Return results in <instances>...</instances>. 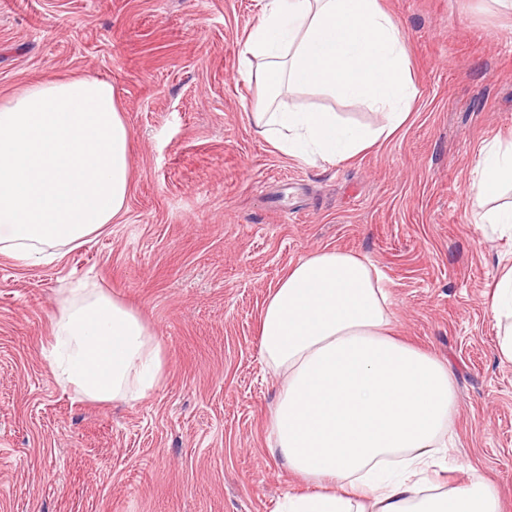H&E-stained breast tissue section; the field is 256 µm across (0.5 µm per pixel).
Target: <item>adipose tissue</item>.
I'll return each mask as SVG.
<instances>
[{
	"instance_id": "1",
	"label": "adipose tissue",
	"mask_w": 512,
	"mask_h": 512,
	"mask_svg": "<svg viewBox=\"0 0 512 512\" xmlns=\"http://www.w3.org/2000/svg\"><path fill=\"white\" fill-rule=\"evenodd\" d=\"M239 55L242 76L261 90L258 132L309 164L387 140L417 95L400 27L378 0H264ZM303 89L365 100L382 122L364 129L284 105V93ZM132 149L108 79L35 80L1 100L0 253L31 267L103 232L123 213ZM508 186L512 144L492 145L470 194L480 203ZM492 310L501 357L512 363V267L495 285ZM390 325L379 277L349 252L310 254L265 301L259 359L279 380L266 443L307 483L276 512H500L479 478L420 490L448 445L453 376L391 337ZM47 358L61 386L93 402L143 400L167 368L141 316L98 288L61 292Z\"/></svg>"
}]
</instances>
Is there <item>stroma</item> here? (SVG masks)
Here are the masks:
<instances>
[{
    "mask_svg": "<svg viewBox=\"0 0 512 512\" xmlns=\"http://www.w3.org/2000/svg\"><path fill=\"white\" fill-rule=\"evenodd\" d=\"M418 98L388 140L314 165L249 112L239 44L262 0H0V99L34 79L104 77L133 140L119 221L54 261L0 254V512H275L304 488L266 446L278 382L258 358L263 305L320 250L386 277L396 338L447 362L452 439L439 479L474 476L512 512V364L492 290L512 238L476 222L481 153L512 142V10L498 0H380ZM297 104L375 127L362 100ZM88 282L137 312L167 355L137 402L63 391L43 354L61 290Z\"/></svg>",
    "mask_w": 512,
    "mask_h": 512,
    "instance_id": "stroma-1",
    "label": "stroma"
}]
</instances>
